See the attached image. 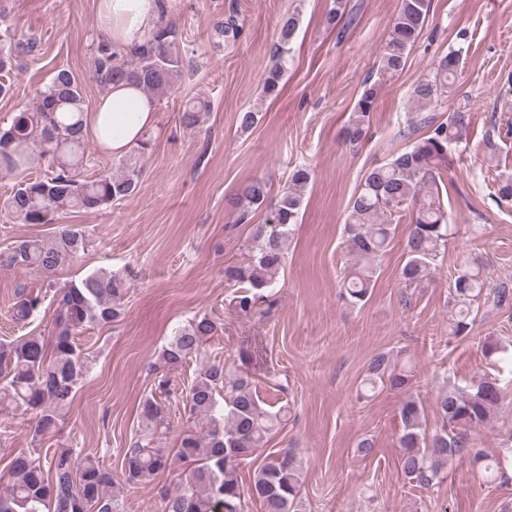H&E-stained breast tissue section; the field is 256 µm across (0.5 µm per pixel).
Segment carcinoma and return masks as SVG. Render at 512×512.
I'll return each mask as SVG.
<instances>
[{"instance_id": "cac0c4a2", "label": "carcinoma", "mask_w": 512, "mask_h": 512, "mask_svg": "<svg viewBox=\"0 0 512 512\" xmlns=\"http://www.w3.org/2000/svg\"><path fill=\"white\" fill-rule=\"evenodd\" d=\"M430 12V0H401L399 11L380 54V71L386 75L402 72L409 52L419 38ZM299 20L290 16L279 30L273 53L275 63L264 73L265 95L279 93L284 75L287 45L298 29ZM241 25L229 14L215 26L217 44H235ZM35 42L16 39L9 48H0V95L9 93L6 79L16 58L31 52ZM183 60L177 44L176 28L160 22L147 38L129 49V56L117 58L111 45L98 46L96 79L102 88L117 83H134L153 98L175 90ZM459 56L451 51L434 66L432 75L412 88L413 101L426 106L453 91ZM379 93V84L366 79L361 85L355 112L344 128V141L361 142L369 130L370 114ZM208 105L189 99L180 119L187 128L201 123ZM86 103L79 79L66 68L56 70L40 91L35 105L16 113L10 123L0 125V167L20 171L27 164L26 149L36 140L50 147L53 166L50 174L34 181H21L0 203L8 219L23 224H54L50 239L30 238L0 251V266L18 267L40 274L46 288L53 291L59 314L52 349L31 336L16 343H0V404L36 412L35 438L56 431L57 422L71 407L86 375L82 351L76 336L84 329L108 324L124 315L122 300L138 278V271L126 266L117 271L98 270L62 286L56 274L70 267L88 252L89 235L72 224L57 220L72 209L96 211L112 206L138 190L141 170L137 161H121V170L104 173L91 180L79 178L86 149L84 121ZM427 128L388 164L365 173L352 198L344 224L346 248L355 264L341 280V297L351 306L363 305L375 285L382 257L395 231L393 221L402 207L413 206L406 241L407 260L401 268L403 281H420L441 256L440 247L451 236L448 213L440 202L438 169L448 162V151L465 140L468 113L452 112L439 123L423 118L410 128ZM311 178L306 166L291 170L288 182L271 197V183L255 179L228 200L237 212V223L250 227V236L241 257L224 270L236 287L233 308L247 316L266 314L274 305V288L286 265L288 240L294 235L303 208V189ZM270 206L271 218L255 224V213ZM17 301L10 316L26 321L41 312L45 297L27 286L16 289ZM449 304L455 309L448 322V335L469 333L473 308L493 301L500 307L507 300L504 288L490 287L481 267L463 261L450 283ZM210 318H192L179 327L159 358L162 375L155 391L140 403V434L127 448L122 461V479L112 476L95 458L61 449L42 457L23 452L10 462L12 479L0 487V512H123L125 491L168 468L176 459L184 465L179 486L162 495L161 512H247L255 502L262 512H301V476L295 455L281 449L267 455L243 485L240 469L256 452L266 447L279 431L286 413L262 406L257 387L244 371L221 360L203 365L190 383L181 389L183 428L176 447L158 446L162 430L168 429L166 402L171 400L177 373L187 360L200 353L215 333ZM411 371L396 369L380 354L369 364L364 390L373 392L390 385L408 386ZM502 396L500 379L488 374L477 384L453 387L442 392L436 411L443 427L429 436L423 431L424 410L412 394L399 409L403 451L399 467L405 478L428 489L440 479L448 462L470 459L494 482L500 477V459L480 451L469 453L467 429L483 426L497 409Z\"/></svg>"}]
</instances>
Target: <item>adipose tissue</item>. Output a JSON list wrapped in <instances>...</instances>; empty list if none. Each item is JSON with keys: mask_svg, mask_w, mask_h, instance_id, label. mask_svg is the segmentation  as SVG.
<instances>
[{"mask_svg": "<svg viewBox=\"0 0 512 512\" xmlns=\"http://www.w3.org/2000/svg\"><path fill=\"white\" fill-rule=\"evenodd\" d=\"M99 22L105 33L126 46L142 41L153 18L155 0H98ZM157 105L130 84L105 91L85 115L88 134L108 153L120 156L141 143L156 120Z\"/></svg>", "mask_w": 512, "mask_h": 512, "instance_id": "obj_1", "label": "adipose tissue"}]
</instances>
